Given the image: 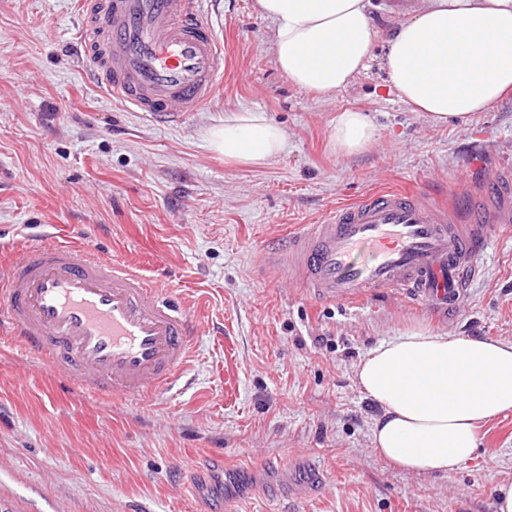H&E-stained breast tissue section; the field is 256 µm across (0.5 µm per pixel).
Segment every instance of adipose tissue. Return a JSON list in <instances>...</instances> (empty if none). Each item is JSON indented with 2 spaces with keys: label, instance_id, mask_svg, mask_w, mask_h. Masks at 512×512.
I'll list each match as a JSON object with an SVG mask.
<instances>
[{
  "label": "adipose tissue",
  "instance_id": "adipose-tissue-1",
  "mask_svg": "<svg viewBox=\"0 0 512 512\" xmlns=\"http://www.w3.org/2000/svg\"><path fill=\"white\" fill-rule=\"evenodd\" d=\"M275 24L272 45L281 73L327 97L347 87L379 57L388 85L435 126L466 122L512 95V0H416L380 34L372 0H256ZM380 131L367 113L338 112L330 150L369 151ZM208 148L240 165L259 166L288 149L283 127L260 111L226 114L210 128ZM377 408L374 451L418 475H446L470 461L478 430L512 414V341L463 336L416 324L370 348L354 371Z\"/></svg>",
  "mask_w": 512,
  "mask_h": 512
}]
</instances>
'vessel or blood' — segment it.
I'll use <instances>...</instances> for the list:
<instances>
[{
	"instance_id": "1",
	"label": "vessel or blood",
	"mask_w": 512,
	"mask_h": 512,
	"mask_svg": "<svg viewBox=\"0 0 512 512\" xmlns=\"http://www.w3.org/2000/svg\"><path fill=\"white\" fill-rule=\"evenodd\" d=\"M86 71L133 112L162 123L202 110L223 87L224 43L202 0H80ZM512 224V173L477 200L442 207L388 190L294 225L269 262L323 301L398 293L456 309L492 225ZM0 329L92 397L168 389L193 352L196 323L162 279L103 258L89 243L28 242L0 262Z\"/></svg>"
}]
</instances>
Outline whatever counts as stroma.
Masks as SVG:
<instances>
[{"instance_id": "35a3bbf8", "label": "stroma", "mask_w": 512, "mask_h": 512, "mask_svg": "<svg viewBox=\"0 0 512 512\" xmlns=\"http://www.w3.org/2000/svg\"><path fill=\"white\" fill-rule=\"evenodd\" d=\"M76 2L0 0V253L87 236L105 258L170 273L198 333L181 379L149 399L84 395L0 335V512H495L496 487L512 482V414L484 425L461 469L407 473L373 451L354 367L414 323L512 341V224L491 229L449 318L389 293L315 301L262 246L378 189L474 194L512 165V97L436 127L374 63L323 98L279 71L255 0H207L224 87L165 125L86 76L69 50ZM347 109L380 128L351 158L327 148ZM242 110L279 123L287 154L239 166L210 151L205 131ZM312 461L324 484L299 493Z\"/></svg>"}]
</instances>
